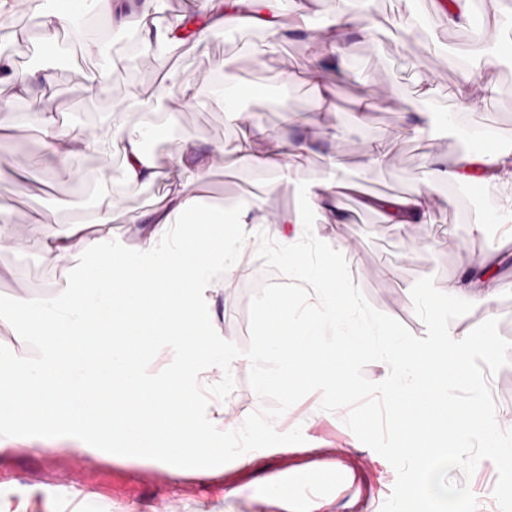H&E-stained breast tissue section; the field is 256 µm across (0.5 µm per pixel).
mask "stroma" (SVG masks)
I'll return each mask as SVG.
<instances>
[{"mask_svg":"<svg viewBox=\"0 0 512 512\" xmlns=\"http://www.w3.org/2000/svg\"><path fill=\"white\" fill-rule=\"evenodd\" d=\"M281 7L288 16L307 14V36L323 37L336 0H320L312 14L306 13L304 0H281ZM415 15L424 23L417 38L403 43L391 34L354 38L336 82V110L319 132L312 131L307 121L315 110L317 93L297 79L309 65L307 36L277 45L258 62L254 54L266 45L267 35L257 28L222 31L206 45L154 57L153 67H131L113 76L106 96L90 88L97 69L92 59L71 75L52 73L47 83L31 79L25 92L0 85V100L6 103L5 111H0V173L5 176L0 182V212L10 219L7 242L0 245V302H10L21 292L62 291L67 276L64 263L25 246L44 230L34 217L45 215L60 230L89 219L98 179L106 170H119L122 163L120 152L108 147L78 153L76 172L55 168L28 125L27 116L36 111L38 98L53 92L64 122L95 130L129 86L150 90L172 68L205 84L230 68L241 81L275 88L278 106L269 107L264 95L244 100L245 111L235 124L223 112L172 100L166 109L173 113L175 126L155 149L161 164L175 163L184 148L192 154L214 151L237 137L240 124L254 122L263 128L254 143L257 152H267L270 144L288 139L309 144L310 152L298 169L303 181L317 180L333 168L368 194H411L426 188L439 202L431 223L413 224L404 231L380 223L377 213L360 207L355 219L345 222L332 214H309L313 234L308 240L290 242L277 238L273 226H260L239 272L274 269L294 279L298 273L287 261L290 253L299 250L314 261L320 251H327L338 272L351 274L375 309L419 337L425 335L426 326L414 311L410 290L416 280L429 276L438 287L458 284L462 299L477 294L488 297L486 303L475 304L470 313L450 323L453 336L464 337L482 321L495 318L501 335L512 340V240L498 225L479 224V217L490 211L483 190L470 183L426 186L428 159L448 166L462 155L481 152L484 132L492 133L497 147L512 148V65L475 75V83L493 80L499 92L479 111L460 109L455 91L461 63L477 37L473 18L485 16L483 2L469 0V20L460 25L449 23L433 0H416ZM430 39L444 44V51L424 53L422 44ZM367 89L384 90L385 96L358 121L353 117V102ZM445 111L456 113L455 128L440 127L438 119ZM421 115L427 117L428 126L417 133L413 125ZM369 146L379 148L384 162L364 175L362 150ZM275 178V173L244 170L226 160L212 165L205 191L216 201L235 194L262 195ZM164 192L160 183L121 187L120 206L112 222L114 235L136 243L138 227L125 223V211L149 208ZM273 295L272 289L250 282L214 288L206 294L199 319L216 345L228 343L242 354H254L264 340L259 308ZM284 371L279 359L266 357L256 363L230 364L223 373H209L196 405L200 424L211 425L220 407L235 416L250 411L247 428L217 436L216 443L230 458L241 448L268 451L261 465L231 464L210 477L175 475L110 449L96 455L92 466L81 467L70 452L75 439L64 434L47 436L21 424L4 427L0 430V512H155L162 501L169 502L170 512H196L202 502L212 512H275L259 502L240 503L238 491L260 486L283 471L309 472L322 457L358 467L366 496L384 503L396 481L394 468L357 439L345 423L346 409H321L320 393L284 409L277 384ZM260 373L269 385L259 397L254 383Z\"/></svg>","mask_w":512,"mask_h":512,"instance_id":"obj_1","label":"stroma"}]
</instances>
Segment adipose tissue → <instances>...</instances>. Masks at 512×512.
<instances>
[{
    "mask_svg": "<svg viewBox=\"0 0 512 512\" xmlns=\"http://www.w3.org/2000/svg\"><path fill=\"white\" fill-rule=\"evenodd\" d=\"M156 2L53 0L47 9L41 0H30L29 11L43 33V54L50 58L60 53L59 30L80 35L83 18L93 10L117 26H135L145 51L164 54L178 34L174 26L159 22ZM253 27L264 28L273 41L285 42L300 32L303 23L282 20L276 0H223L220 7L203 15L194 43L206 45L221 28ZM372 27L367 7L357 11L345 2L333 16L325 43L314 46L312 60L302 74L319 92L318 112L335 109L332 57L349 53L351 33L366 37ZM255 93V88L228 73L202 88L182 71L173 70L155 87L153 97L158 101L176 97L188 103L204 97L211 106L230 112L235 100ZM32 120L42 133L46 154L58 166L74 167L68 142H81L88 153L113 143L119 145L123 158L117 182L162 183L167 191L160 206L130 214V223L141 227L133 251L112 244V213L118 199L106 183L100 186L88 226L48 229L32 241V249L72 263L74 272L62 292L35 297L21 294L0 306V317L21 320L27 335L42 350L41 359L35 362L0 356V370L9 378L8 384L0 385V415L53 435L74 431L82 452L88 454L97 453L104 440L125 457L176 474L223 470V449L212 445L209 433L195 421L197 380L203 365L220 369L240 361L241 356L230 346L214 348L210 341L198 338L195 330L211 269L230 255L242 260L251 225L268 221L264 199L257 197L229 209L204 206L201 186L207 160L181 159L162 166L146 147L155 132L153 124L129 128L110 118L100 132L89 133L60 124L56 104L49 98L42 100ZM258 132L256 125H248L238 139L220 146V154L244 169L279 171L288 160H301L309 151L306 142L290 141L278 151L256 152L253 140ZM434 172L441 181L507 186L487 220L512 225V149L464 155L451 166H435ZM284 182L289 192L304 196L308 209L317 214L342 213L343 195L357 189L355 182L335 173L311 184L291 176ZM362 204L381 211L384 220L400 229L432 221L423 194L367 196ZM294 265L302 278L314 284L321 316L316 319L299 313L297 303L285 296L271 301L260 314L266 335L263 353L284 360L297 379H322L337 389H348L345 371L335 358L321 354L319 340L329 326L339 336L346 357L367 347L370 331L351 314L353 280L337 275L335 265L325 257L311 265L298 259ZM93 325L99 338L88 349L84 339ZM155 336L175 337L177 370L158 376L143 372L142 362Z\"/></svg>",
    "mask_w": 512,
    "mask_h": 512,
    "instance_id": "adipose-tissue-1",
    "label": "adipose tissue"
}]
</instances>
